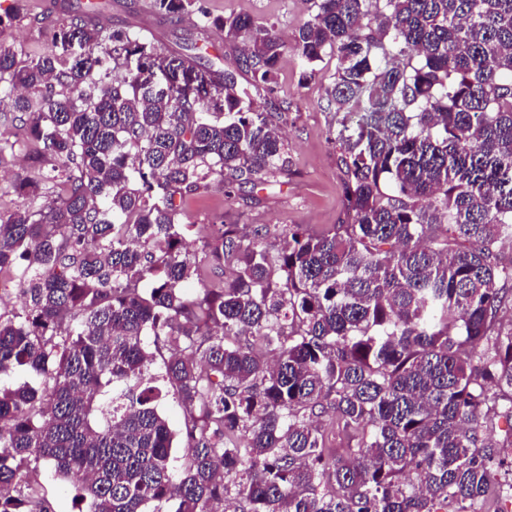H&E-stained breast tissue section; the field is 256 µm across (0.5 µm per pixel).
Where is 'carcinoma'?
I'll list each match as a JSON object with an SVG mask.
<instances>
[{
  "instance_id": "obj_1",
  "label": "carcinoma",
  "mask_w": 512,
  "mask_h": 512,
  "mask_svg": "<svg viewBox=\"0 0 512 512\" xmlns=\"http://www.w3.org/2000/svg\"><path fill=\"white\" fill-rule=\"evenodd\" d=\"M312 4L293 45L310 77L336 57L347 221L277 243L211 224L202 262L184 201L291 172L235 76L272 91L274 26L200 13L240 42L233 70L83 15L28 64L0 43V103L31 162H57L0 213L21 299L0 314V512H51L26 487L40 461L76 479L80 512H219L232 493L242 512H481L493 466L512 472L483 433L492 410L512 437V0ZM193 5L154 0L175 20ZM150 344L184 408L180 468ZM19 369L39 387L5 385ZM329 410L349 458L322 446Z\"/></svg>"
}]
</instances>
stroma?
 Segmentation results:
<instances>
[{"mask_svg":"<svg viewBox=\"0 0 512 512\" xmlns=\"http://www.w3.org/2000/svg\"><path fill=\"white\" fill-rule=\"evenodd\" d=\"M83 0H0V41L10 45L18 61L38 59L49 47L52 24L66 13H82ZM194 12L173 23L161 18L152 0H102L98 25L145 33L166 50L184 52L195 44L203 63L222 62L233 67L237 44L225 41L218 32L202 36L197 28L198 12L213 17L249 13L273 23L284 40H292L308 16V0H196ZM336 68V59L325 56L314 77H307L305 66L294 51H286L268 94L269 103L287 108L288 120L281 131L288 140L292 170L285 183L269 187L249 184L225 194L213 185L191 197L186 204L187 233L191 245H198L197 225L225 222L238 225L242 236H250L259 224L268 225L279 235L292 224L322 230L339 224L345 212L344 181L334 138L341 117L327 105L326 90ZM9 108L0 109V131L12 139V147L0 151V175L22 173L38 178L29 155L28 140L16 139L17 124ZM56 512H78L73 480L52 477L45 465H37L29 475Z\"/></svg>","mask_w":512,"mask_h":512,"instance_id":"35a3bbf8","label":"stroma"}]
</instances>
